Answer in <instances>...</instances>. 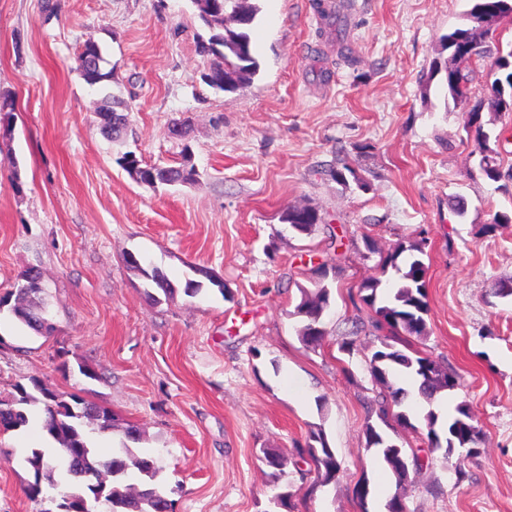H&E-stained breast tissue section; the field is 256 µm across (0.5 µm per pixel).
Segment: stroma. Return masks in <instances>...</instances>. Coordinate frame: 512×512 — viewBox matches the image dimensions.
<instances>
[{
  "label": "stroma",
  "instance_id": "obj_1",
  "mask_svg": "<svg viewBox=\"0 0 512 512\" xmlns=\"http://www.w3.org/2000/svg\"><path fill=\"white\" fill-rule=\"evenodd\" d=\"M258 0L251 37L260 71L234 92L203 81L209 30L190 0H0V297L33 268L54 325L36 333L0 312V390L38 380L112 410L97 442L158 457L172 512H267L274 482L296 486L295 446L322 429L341 470L294 512H360L353 488L384 469L365 447L364 399L377 389L365 359L339 350L368 322L351 302L383 256L425 238L427 334L408 337L462 377L449 406L467 404L485 436L457 480L426 437L406 435L422 467L406 487L410 512H512V181L476 175L479 150L438 91L423 95L440 38L465 25L469 0ZM94 38L110 81L89 85L74 58ZM129 107L127 133L100 131L103 96ZM188 162V185L150 188L119 165ZM354 163L369 190L336 183ZM464 197L463 215L450 212ZM316 208L310 236L293 234L287 207ZM375 243L367 251L365 239ZM133 253L176 285L153 302L123 257ZM204 268L222 286L187 296ZM326 281L320 346L305 347L300 288ZM94 371V378L79 372ZM31 428L0 435V512H36L18 459L42 446ZM275 449L273 471L261 451Z\"/></svg>",
  "mask_w": 512,
  "mask_h": 512
}]
</instances>
